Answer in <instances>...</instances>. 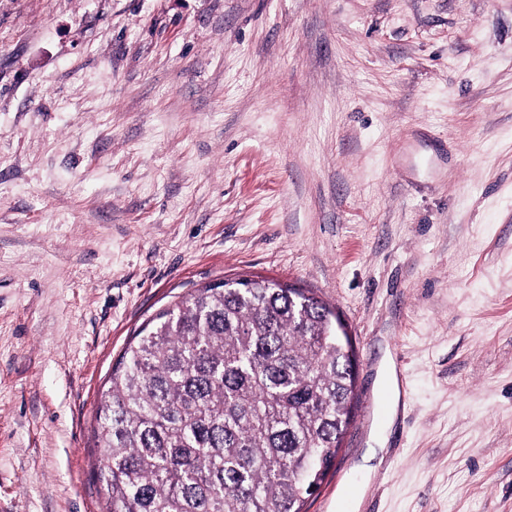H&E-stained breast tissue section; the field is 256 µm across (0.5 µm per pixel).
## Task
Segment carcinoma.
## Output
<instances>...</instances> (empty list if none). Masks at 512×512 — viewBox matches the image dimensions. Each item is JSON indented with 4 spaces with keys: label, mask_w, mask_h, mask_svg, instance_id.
<instances>
[{
    "label": "carcinoma",
    "mask_w": 512,
    "mask_h": 512,
    "mask_svg": "<svg viewBox=\"0 0 512 512\" xmlns=\"http://www.w3.org/2000/svg\"><path fill=\"white\" fill-rule=\"evenodd\" d=\"M333 310L228 279L161 312L98 411L110 512H303L352 421L356 363Z\"/></svg>",
    "instance_id": "obj_1"
}]
</instances>
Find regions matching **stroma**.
Segmentation results:
<instances>
[{
    "instance_id": "obj_1",
    "label": "stroma",
    "mask_w": 512,
    "mask_h": 512,
    "mask_svg": "<svg viewBox=\"0 0 512 512\" xmlns=\"http://www.w3.org/2000/svg\"><path fill=\"white\" fill-rule=\"evenodd\" d=\"M238 277L355 347L306 512H512V0H0V512H109L113 369Z\"/></svg>"
}]
</instances>
